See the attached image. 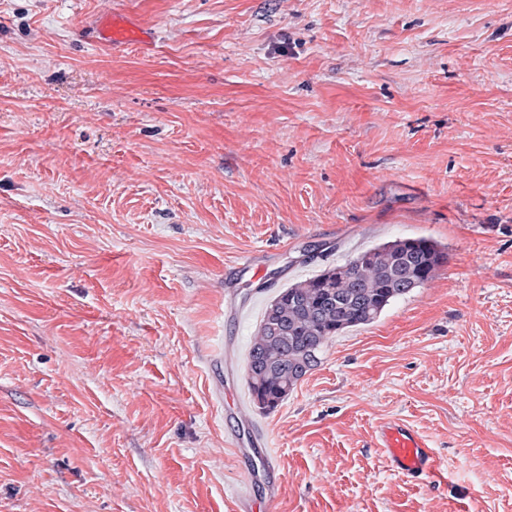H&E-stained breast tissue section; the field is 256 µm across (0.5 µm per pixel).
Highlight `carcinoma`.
<instances>
[{
	"label": "carcinoma",
	"mask_w": 512,
	"mask_h": 512,
	"mask_svg": "<svg viewBox=\"0 0 512 512\" xmlns=\"http://www.w3.org/2000/svg\"><path fill=\"white\" fill-rule=\"evenodd\" d=\"M446 254L428 238H400L283 289L264 313L250 354L248 389L276 408L319 362L332 336L373 323L394 300L431 280Z\"/></svg>",
	"instance_id": "1"
}]
</instances>
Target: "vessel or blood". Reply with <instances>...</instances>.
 <instances>
[{"label":"vessel or blood","mask_w":512,"mask_h":512,"mask_svg":"<svg viewBox=\"0 0 512 512\" xmlns=\"http://www.w3.org/2000/svg\"><path fill=\"white\" fill-rule=\"evenodd\" d=\"M102 41L109 46L140 45L146 43V32L121 15H112L101 28ZM263 267L257 262L256 255L244 256L236 263L224 269V315L233 318L241 311L236 285L241 273L262 272ZM235 340L232 336L224 338V352L209 362L213 372L214 393L218 398L230 399L233 371L236 364ZM234 411L242 427L230 432L228 442L238 448L241 455H250L259 459L264 473L271 480L268 493L263 501H256L248 495L238 496L234 512H274L280 490L279 460L269 448L263 430L250 426V417L243 404H236ZM378 446L382 448L389 467L400 475L411 479L439 476L442 465L435 455L430 439L406 424L393 419L382 423L378 428Z\"/></svg>","instance_id":"b4317fda"}]
</instances>
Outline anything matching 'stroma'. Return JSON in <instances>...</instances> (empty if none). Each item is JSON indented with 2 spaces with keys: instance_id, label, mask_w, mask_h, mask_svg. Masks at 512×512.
I'll return each instance as SVG.
<instances>
[{
  "instance_id": "35a3bbf8",
  "label": "stroma",
  "mask_w": 512,
  "mask_h": 512,
  "mask_svg": "<svg viewBox=\"0 0 512 512\" xmlns=\"http://www.w3.org/2000/svg\"><path fill=\"white\" fill-rule=\"evenodd\" d=\"M114 12L150 47L103 44ZM419 236L434 278L253 404L279 291ZM228 331L277 512H512V0H0V512L262 500L207 365ZM390 419L442 476L389 470ZM258 253L246 255L236 263L227 265L224 269V320L238 315L241 311L238 294L235 290L238 276L243 272L254 270L255 275H260L263 266L257 264Z\"/></svg>"
}]
</instances>
